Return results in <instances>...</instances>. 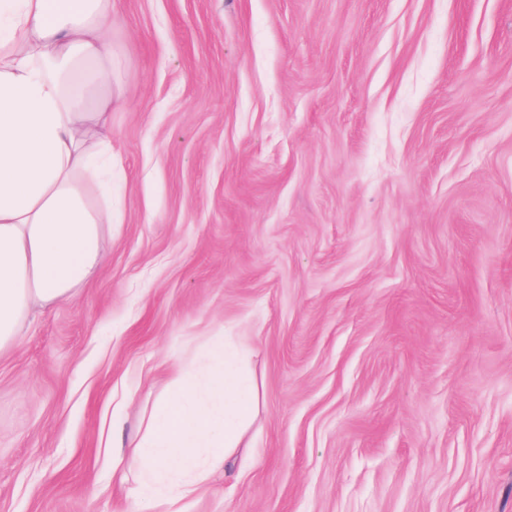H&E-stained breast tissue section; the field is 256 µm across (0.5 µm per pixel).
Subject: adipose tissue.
Segmentation results:
<instances>
[{
	"instance_id": "ef3b65f1",
	"label": "adipose tissue",
	"mask_w": 512,
	"mask_h": 512,
	"mask_svg": "<svg viewBox=\"0 0 512 512\" xmlns=\"http://www.w3.org/2000/svg\"><path fill=\"white\" fill-rule=\"evenodd\" d=\"M111 14L112 0H0V349L33 308L72 299L107 250L112 210L88 202L84 177L112 169L99 133L120 95ZM210 354L207 401L175 379L143 436L114 454L140 472L144 512H172L243 440L256 390L223 341Z\"/></svg>"
}]
</instances>
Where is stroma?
<instances>
[{
	"label": "stroma",
	"instance_id": "35a3bbf8",
	"mask_svg": "<svg viewBox=\"0 0 512 512\" xmlns=\"http://www.w3.org/2000/svg\"><path fill=\"white\" fill-rule=\"evenodd\" d=\"M113 218L0 350V512H138L211 338L245 445L182 512H512V0H112Z\"/></svg>",
	"mask_w": 512,
	"mask_h": 512
}]
</instances>
